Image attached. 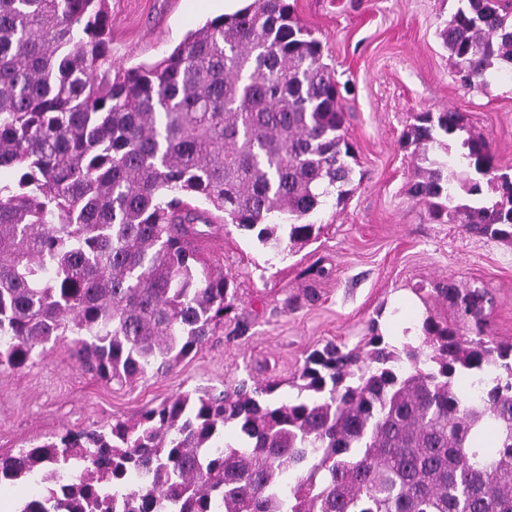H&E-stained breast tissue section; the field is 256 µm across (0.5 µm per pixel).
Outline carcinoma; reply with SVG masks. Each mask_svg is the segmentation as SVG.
Here are the masks:
<instances>
[{"label":"carcinoma","instance_id":"cac0c4a2","mask_svg":"<svg viewBox=\"0 0 512 512\" xmlns=\"http://www.w3.org/2000/svg\"><path fill=\"white\" fill-rule=\"evenodd\" d=\"M440 38L461 86L488 90L512 71V0H459ZM345 121L287 0L129 69L107 0H0V370L50 343L132 384L200 349L236 289L197 226L214 210L276 252L315 239L309 217L350 193ZM465 131L451 109L413 115L407 193L433 222L511 241L512 173ZM457 141L455 161L431 154ZM416 293L449 311L427 313L417 346L375 327L311 352L294 400L272 399L274 380L185 391L0 455V481L43 487L18 512H512V343L491 336L490 292L450 278Z\"/></svg>","mask_w":512,"mask_h":512}]
</instances>
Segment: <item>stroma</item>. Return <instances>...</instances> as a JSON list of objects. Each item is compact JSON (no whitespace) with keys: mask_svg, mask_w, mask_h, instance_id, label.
<instances>
[{"mask_svg":"<svg viewBox=\"0 0 512 512\" xmlns=\"http://www.w3.org/2000/svg\"><path fill=\"white\" fill-rule=\"evenodd\" d=\"M346 86L345 133L355 156L352 192L313 215L317 240L276 253L255 235L213 224L202 251L221 266L237 300L215 336L169 372L134 385L105 383L62 348L0 372V454L69 430L132 418L184 391L274 380L282 397L310 352L354 347L377 325L397 345L419 325L416 287L452 277L492 293L491 333L512 342V242L432 222L406 192L411 173L402 135L417 112L464 113L473 133L512 168V74L488 91L463 89L439 36L458 0H287ZM224 13V0H109L112 59L151 64L190 30Z\"/></svg>","mask_w":512,"mask_h":512,"instance_id":"obj_1","label":"stroma"}]
</instances>
